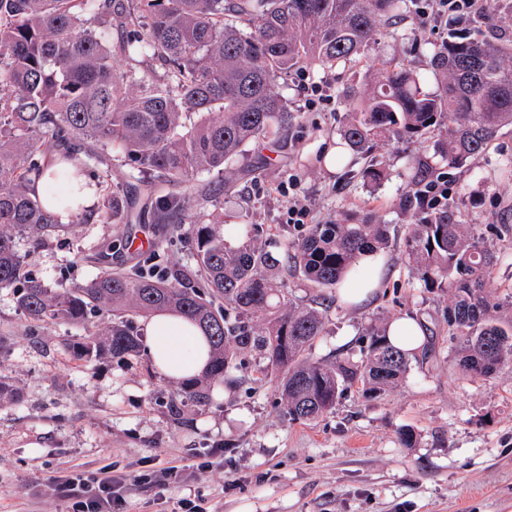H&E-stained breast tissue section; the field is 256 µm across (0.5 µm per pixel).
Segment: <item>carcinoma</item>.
Instances as JSON below:
<instances>
[{"mask_svg":"<svg viewBox=\"0 0 512 512\" xmlns=\"http://www.w3.org/2000/svg\"><path fill=\"white\" fill-rule=\"evenodd\" d=\"M405 7V0H0V290L12 291L36 323L110 317L72 345L79 360L138 352L134 318L142 314L184 316L210 347L202 378L182 382L197 404L208 401L202 380L228 378L240 368L236 356L251 351L281 379L292 421L320 418L355 384L375 396L396 385L409 358L384 328L358 339L360 364L305 356L324 316L295 306L275 282L277 269L289 266L317 288H335L363 252L387 247V224H309L280 256L257 242L249 224L230 229L238 239L232 246L197 222L198 287L180 269L118 268L86 285L53 288L26 277L16 240L45 245L67 226L61 212L70 213L72 227L86 221L79 194L37 193L36 180L50 169L82 189L106 188L99 214L106 222L131 224L147 211L157 224L188 217L193 195L207 197L199 175L296 122L276 91L282 76L353 61ZM430 65L443 76L432 93L403 67L375 74L340 136L365 160L354 176L379 185L386 178L372 159L379 143H423L444 133L409 175L406 203L417 206L416 223L402 252L420 287L449 296L445 321L462 373L486 378L512 360V322L496 321L492 311L502 304L487 292L498 261L488 241L500 228L465 223L453 201L430 208L418 200L429 173L466 167L512 126V40L452 35ZM114 154L129 168L116 185Z\"/></svg>","mask_w":512,"mask_h":512,"instance_id":"1","label":"carcinoma"}]
</instances>
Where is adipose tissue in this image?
I'll return each instance as SVG.
<instances>
[{"mask_svg": "<svg viewBox=\"0 0 512 512\" xmlns=\"http://www.w3.org/2000/svg\"><path fill=\"white\" fill-rule=\"evenodd\" d=\"M384 261L372 254L363 257L358 266L363 276L338 292L340 301L354 306L368 300L378 289ZM147 336L145 352L164 377L183 380L198 376L208 362L209 347L199 329L173 313L153 316L144 327Z\"/></svg>", "mask_w": 512, "mask_h": 512, "instance_id": "ef3b65f1", "label": "adipose tissue"}]
</instances>
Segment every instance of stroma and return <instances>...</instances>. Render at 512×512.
Segmentation results:
<instances>
[{
    "mask_svg": "<svg viewBox=\"0 0 512 512\" xmlns=\"http://www.w3.org/2000/svg\"><path fill=\"white\" fill-rule=\"evenodd\" d=\"M416 0L397 23L354 61L332 68L294 71L278 93L298 116L285 139L251 145L228 171L201 175L212 200L191 212V221L130 228L91 217L39 249L19 240L25 269L51 286L79 285L122 269H189L192 220L226 229L246 221L271 251L304 232L288 221L280 190L289 177L313 223L341 216L360 224H386L391 241L386 272L376 294L353 307L337 291L320 290L291 275L284 288L296 303L316 304L326 314L311 354L349 350L368 329L410 317L423 329L404 380L378 398L348 388L333 410L315 421L292 422L280 407L279 379L255 354L241 356L236 383L209 381V401L197 405L180 383L160 375L144 353L125 359H75L71 346L96 324L36 325L0 290V374L20 390L16 402L0 403V512H68L55 479L78 470L111 467L122 512H512V362L491 377H464L448 337L446 296L420 288L402 255L412 222L404 206L416 143L379 144L375 159L388 171L380 185L351 178L327 164V151L351 107L350 86H365L389 63L404 66L425 91L441 77L429 64L449 31L419 26ZM328 86L324 110L304 107L305 79ZM512 163V128L501 129L464 169L449 172L448 191L469 224H497L492 238L500 260L488 291L512 295V183L500 170ZM417 441L405 447L403 429ZM179 466L167 477V467Z\"/></svg>",
    "mask_w": 512,
    "mask_h": 512,
    "instance_id": "stroma-1",
    "label": "stroma"
}]
</instances>
